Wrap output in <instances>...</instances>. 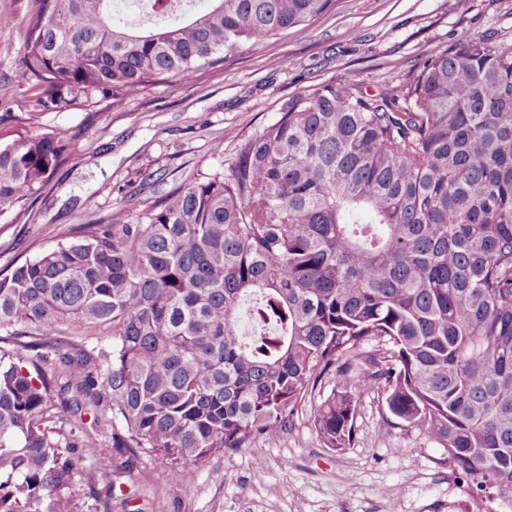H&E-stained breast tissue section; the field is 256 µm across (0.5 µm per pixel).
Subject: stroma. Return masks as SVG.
Wrapping results in <instances>:
<instances>
[{
  "label": "stroma",
  "instance_id": "35a3bbf8",
  "mask_svg": "<svg viewBox=\"0 0 512 512\" xmlns=\"http://www.w3.org/2000/svg\"><path fill=\"white\" fill-rule=\"evenodd\" d=\"M38 5L0 0V142L58 129L69 157L33 207L0 215V270L56 246L68 225L142 208L217 167L215 142L232 155L296 93L344 79L370 94L398 91L423 57L455 44L512 45V0H335L287 35L241 46L194 83L150 85L119 107L99 97L55 112L35 107L19 66L22 22ZM320 402L306 399L279 438L186 466L177 481L166 464L141 457L115 477L110 512H468L445 450L418 430L384 425L380 394L363 396L355 442L343 450L325 447L314 428Z\"/></svg>",
  "mask_w": 512,
  "mask_h": 512
}]
</instances>
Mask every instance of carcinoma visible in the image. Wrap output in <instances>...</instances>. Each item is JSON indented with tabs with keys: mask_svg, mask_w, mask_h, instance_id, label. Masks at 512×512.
Returning <instances> with one entry per match:
<instances>
[{
	"mask_svg": "<svg viewBox=\"0 0 512 512\" xmlns=\"http://www.w3.org/2000/svg\"><path fill=\"white\" fill-rule=\"evenodd\" d=\"M210 2L181 21L185 0H148L131 32L114 0H41L20 61L36 104L192 83L334 0ZM68 146L0 144V215L28 208ZM326 375L325 447L353 444L375 390L384 423L448 453L471 512L512 509V46L429 56L399 95H294L228 169L0 272V512H109L86 460L116 476L145 453L178 478L279 437ZM106 411L110 454L75 432Z\"/></svg>",
	"mask_w": 512,
	"mask_h": 512,
	"instance_id": "obj_1",
	"label": "carcinoma"
}]
</instances>
